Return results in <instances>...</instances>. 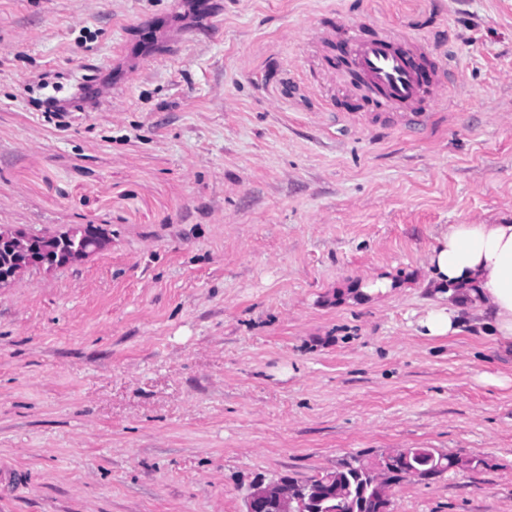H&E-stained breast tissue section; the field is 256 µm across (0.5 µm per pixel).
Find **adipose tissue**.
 I'll return each instance as SVG.
<instances>
[{
	"label": "adipose tissue",
	"mask_w": 512,
	"mask_h": 512,
	"mask_svg": "<svg viewBox=\"0 0 512 512\" xmlns=\"http://www.w3.org/2000/svg\"><path fill=\"white\" fill-rule=\"evenodd\" d=\"M421 269L437 302L419 319V335L457 333L465 309L512 344V221L441 228Z\"/></svg>",
	"instance_id": "adipose-tissue-1"
}]
</instances>
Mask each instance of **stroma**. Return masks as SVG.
I'll use <instances>...</instances> for the list:
<instances>
[{
    "mask_svg": "<svg viewBox=\"0 0 512 512\" xmlns=\"http://www.w3.org/2000/svg\"><path fill=\"white\" fill-rule=\"evenodd\" d=\"M351 30L451 55L431 126L327 67ZM509 219L512 0H0V225L109 235L0 289V512H245L408 448L480 464L389 512H512V349L417 332L439 229ZM400 286V280L388 271L360 280L358 283L344 288L342 294L348 303H368ZM299 500L287 477L257 482L247 497L245 512H300Z\"/></svg>",
    "mask_w": 512,
    "mask_h": 512,
    "instance_id": "1",
    "label": "stroma"
}]
</instances>
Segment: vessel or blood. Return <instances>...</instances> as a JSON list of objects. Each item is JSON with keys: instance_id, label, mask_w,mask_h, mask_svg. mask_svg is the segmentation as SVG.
Returning a JSON list of instances; mask_svg holds the SVG:
<instances>
[{"instance_id": "1", "label": "vessel or blood", "mask_w": 512, "mask_h": 512, "mask_svg": "<svg viewBox=\"0 0 512 512\" xmlns=\"http://www.w3.org/2000/svg\"><path fill=\"white\" fill-rule=\"evenodd\" d=\"M341 46L373 88L376 106L399 110L398 124L407 131L430 125L445 95L448 71L440 65L421 70L424 43L418 35L405 32L397 39L387 34L366 39L355 32L343 37Z\"/></svg>"}]
</instances>
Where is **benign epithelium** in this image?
I'll return each mask as SVG.
<instances>
[{
    "mask_svg": "<svg viewBox=\"0 0 512 512\" xmlns=\"http://www.w3.org/2000/svg\"><path fill=\"white\" fill-rule=\"evenodd\" d=\"M106 231L96 224H76L62 233L32 235L0 226V249L6 259L0 264V288L10 285L32 266L54 268L81 261L104 249ZM409 451L392 454L372 469L371 483L377 492L376 512H387L393 486L391 466L406 460ZM246 512H300L299 500L286 477L256 483L247 497Z\"/></svg>",
    "mask_w": 512,
    "mask_h": 512,
    "instance_id": "1",
    "label": "benign epithelium"
}]
</instances>
